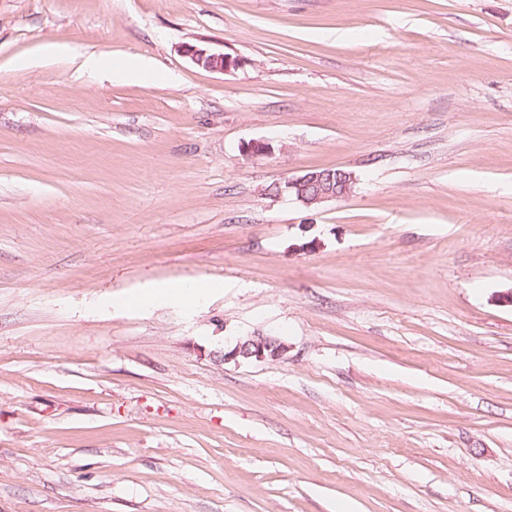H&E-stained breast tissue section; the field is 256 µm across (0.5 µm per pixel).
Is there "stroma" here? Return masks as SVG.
Returning <instances> with one entry per match:
<instances>
[{"instance_id": "1", "label": "stroma", "mask_w": 512, "mask_h": 512, "mask_svg": "<svg viewBox=\"0 0 512 512\" xmlns=\"http://www.w3.org/2000/svg\"><path fill=\"white\" fill-rule=\"evenodd\" d=\"M510 291L512 0H0V512H512ZM184 53L198 66L217 72H228L242 68L248 63V60L229 53H210L205 49L188 45L184 49ZM355 180L352 172L339 167L335 171L310 169L300 175L275 182V185L282 187L277 194L272 193L271 188L266 191L275 197L284 196V192H288L289 197L293 193L297 201L309 206L348 197ZM210 288H213L211 283H189L172 288H158L140 302L144 304L177 302L188 306L196 303ZM287 350V346L275 336H248L239 339L234 347L228 351H216L224 363L238 359L280 358Z\"/></svg>"}]
</instances>
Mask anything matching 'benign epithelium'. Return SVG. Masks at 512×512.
Returning a JSON list of instances; mask_svg holds the SVG:
<instances>
[{
    "label": "benign epithelium",
    "mask_w": 512,
    "mask_h": 512,
    "mask_svg": "<svg viewBox=\"0 0 512 512\" xmlns=\"http://www.w3.org/2000/svg\"><path fill=\"white\" fill-rule=\"evenodd\" d=\"M184 53L197 65L217 72H228L243 67L248 60L229 53H210L205 49L189 45ZM355 184L352 172L343 168L336 170L319 171L310 169L300 175L287 177L277 182L280 191L277 196L284 193L295 194L296 200L304 205H314L331 200H341L348 197ZM287 346L275 336H248L236 342L228 351L217 352L223 361L238 359H276L284 355Z\"/></svg>",
    "instance_id": "7a95c632"
}]
</instances>
